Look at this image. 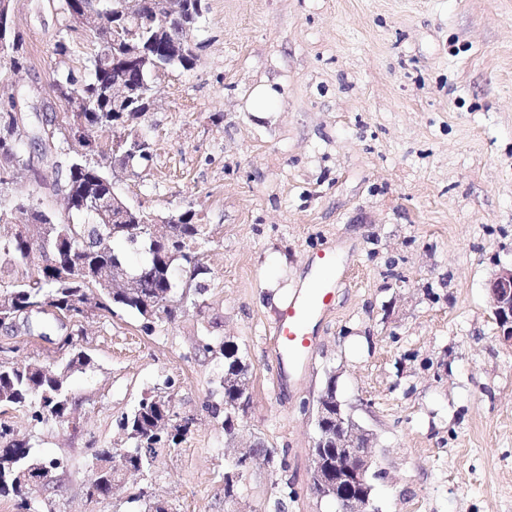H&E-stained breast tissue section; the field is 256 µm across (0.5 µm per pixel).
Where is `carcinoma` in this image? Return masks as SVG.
<instances>
[{
	"label": "carcinoma",
	"mask_w": 512,
	"mask_h": 512,
	"mask_svg": "<svg viewBox=\"0 0 512 512\" xmlns=\"http://www.w3.org/2000/svg\"><path fill=\"white\" fill-rule=\"evenodd\" d=\"M188 8L184 15L168 22L163 32L155 37L146 51L152 55L166 54L170 50L177 54L172 66L189 69L193 65L194 54L190 46L180 47L185 26L196 25L202 17V0H187ZM84 11H95L102 20L98 31V42L90 57V77L80 82L72 73L62 74L53 80V89L68 104L77 97L86 106L77 110L70 106L69 111L58 117L47 118L44 126L37 127L41 136L47 137L44 151L55 145L57 135L65 129L78 143L75 155L65 161L56 162V168L64 171L62 178L49 184L59 195L65 194L71 200L67 220L46 218L45 209L28 203L20 209L27 215V222L37 224L42 236L37 239L8 238L0 232V293L13 296V309L24 315L33 307L50 305L61 314H69V320L78 322L83 318L81 310L74 305V299L99 293L96 302L97 312L113 315L115 309L122 308L135 313L142 319L143 329H152L161 317L174 316L173 304L189 298L191 283L202 273L197 244L204 240L207 225L198 223L197 213L188 207L177 214V221L168 225L167 237L158 242L150 239L134 240L123 231V212L107 207L105 215L96 213L99 200L112 199V177L105 174L103 162L134 165L147 162L151 153L134 154L128 143L118 146L114 143H100L93 139V128L121 131L129 128L143 114L146 108L147 90L137 75L130 76L137 92L120 106L112 103L102 85L96 69V61L104 49L129 54L143 47L140 40L129 37L135 27H145L146 23L163 9L162 0H141L130 13H116L114 9L123 7L118 0H60V10L65 17H71L75 6ZM27 57L22 38L14 39V45L0 48V67L19 71L26 67ZM22 130L14 113L7 104L0 102V154L14 153L21 166L27 165L29 154L21 149ZM147 249V259L135 268L134 274L140 277L141 292L146 295L164 294L167 304L161 306L160 314L150 318L141 301L124 292L99 290L94 280L80 271L79 264L88 268L107 264H127L122 246ZM180 261L186 281L178 284L173 279L172 264ZM243 372L238 361L237 349L232 344L224 345V374L237 375ZM27 407L34 420L42 423L51 419L62 421L70 413L66 399L55 394L54 380L49 373L41 371V366L28 362L11 367L0 365V414L9 409ZM172 413L170 399L164 395L142 398L138 405L120 419L121 429L128 435L130 447L139 448L144 444L142 436L152 421L161 413ZM42 458L29 439L12 440L0 447V469L9 465L40 462ZM0 496L14 499L17 512H32L30 493L11 486L0 485Z\"/></svg>",
	"instance_id": "carcinoma-1"
}]
</instances>
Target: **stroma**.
I'll return each mask as SVG.
<instances>
[{
	"mask_svg": "<svg viewBox=\"0 0 512 512\" xmlns=\"http://www.w3.org/2000/svg\"><path fill=\"white\" fill-rule=\"evenodd\" d=\"M192 69H167L135 127L152 151L123 198L152 217L192 207L206 224L200 291L144 332L128 311L60 327H0V364L66 369V421L1 419L62 467L43 512H336L312 489L317 400L327 384L367 434L380 512H512V347L488 283L512 265V0H204ZM29 65L0 72L31 120L63 114L55 74H89L93 33L57 0H14ZM65 39L67 55L54 54ZM273 86L272 111L248 108ZM335 245L349 280L298 365L271 354L282 302L313 253ZM72 346H64V336ZM248 368L249 402L224 428L225 344ZM172 396L187 432L106 501L96 450L145 392ZM255 460L224 498L239 450Z\"/></svg>",
	"mask_w": 512,
	"mask_h": 512,
	"instance_id": "1",
	"label": "stroma"
}]
</instances>
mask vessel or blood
Masks as SVG:
<instances>
[{
	"label": "vessel or blood",
	"instance_id": "b4317fda",
	"mask_svg": "<svg viewBox=\"0 0 512 512\" xmlns=\"http://www.w3.org/2000/svg\"><path fill=\"white\" fill-rule=\"evenodd\" d=\"M320 274L302 284L281 306L274 326L273 352L277 359L291 363L305 360L312 352L313 323L331 305L335 290L344 281L334 250L320 251L313 261Z\"/></svg>",
	"mask_w": 512,
	"mask_h": 512
}]
</instances>
